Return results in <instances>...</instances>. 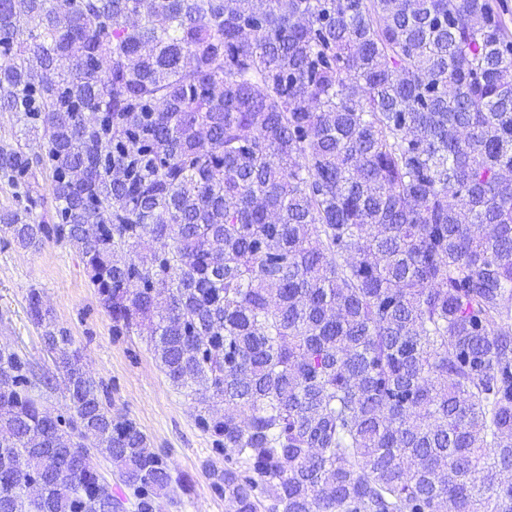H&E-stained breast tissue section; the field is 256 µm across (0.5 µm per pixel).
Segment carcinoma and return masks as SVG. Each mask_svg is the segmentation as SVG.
Listing matches in <instances>:
<instances>
[{"mask_svg": "<svg viewBox=\"0 0 512 512\" xmlns=\"http://www.w3.org/2000/svg\"><path fill=\"white\" fill-rule=\"evenodd\" d=\"M40 138L118 336L204 405L226 512H512V8L505 0H0V113ZM162 242L133 256L147 241ZM70 414L0 349V512H158L185 487L71 337ZM79 441L81 444L87 446V448H84L85 446H82V448L89 450V455L91 456L94 467H96L98 472L110 482L113 492L117 495L125 496L128 499L133 500L131 491L126 488L115 475H113V466L111 461L97 452L96 438L91 435H85L80 438Z\"/></svg>", "mask_w": 512, "mask_h": 512, "instance_id": "cac0c4a2", "label": "carcinoma"}]
</instances>
